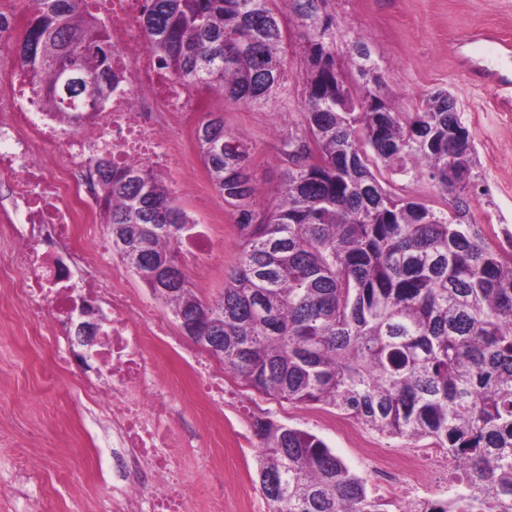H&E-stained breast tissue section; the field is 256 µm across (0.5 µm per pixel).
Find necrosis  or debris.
Instances as JSON below:
<instances>
[{
    "instance_id": "4bbe7bcc",
    "label": "necrosis or debris",
    "mask_w": 512,
    "mask_h": 512,
    "mask_svg": "<svg viewBox=\"0 0 512 512\" xmlns=\"http://www.w3.org/2000/svg\"><path fill=\"white\" fill-rule=\"evenodd\" d=\"M113 47L118 83L111 100L78 120L47 110L24 70L0 85V281H11L24 317L53 337L57 371L77 374L83 394L112 411V457L123 469L112 486V512H189V491L174 449L205 442L211 468L219 442L201 409L224 406V376L174 336L166 319L108 278L111 247L98 231L101 209L92 161L165 173L180 168L183 186L203 193L191 137L207 115L204 94L160 65L141 25L143 0H85ZM107 324L86 358L71 343L80 300ZM173 356L189 390L158 379V355Z\"/></svg>"
}]
</instances>
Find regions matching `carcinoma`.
<instances>
[{
    "label": "carcinoma",
    "mask_w": 512,
    "mask_h": 512,
    "mask_svg": "<svg viewBox=\"0 0 512 512\" xmlns=\"http://www.w3.org/2000/svg\"><path fill=\"white\" fill-rule=\"evenodd\" d=\"M309 46L303 132L276 203L250 209L245 141L214 113L196 140L212 185L238 212L239 251L212 301L164 293L188 216L150 171L99 173L112 253L176 319L220 345L224 369L292 404H326L393 438H430L458 462L455 491L410 512H512V247L464 224L474 138L446 92L393 112L336 80L321 0H286ZM273 0H145L152 50L177 79L261 103L286 77ZM112 44L82 0H35L16 52L42 74L56 112H94L112 94ZM419 174L453 217L398 196L382 170ZM261 495L272 512H387L367 481L318 436L257 418Z\"/></svg>",
    "instance_id": "obj_1"
}]
</instances>
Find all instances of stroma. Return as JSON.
<instances>
[{
	"label": "stroma",
	"instance_id": "obj_1",
	"mask_svg": "<svg viewBox=\"0 0 512 512\" xmlns=\"http://www.w3.org/2000/svg\"><path fill=\"white\" fill-rule=\"evenodd\" d=\"M320 17L330 19V41L336 64L354 95L374 93L395 112L415 111L422 99L445 90L474 136L478 188L470 197L467 222L488 226L498 235L512 233V83L493 84L487 72L512 76V0H325ZM284 32L286 79L259 105L235 102L208 92L211 111L223 114L226 130L244 136L250 145L249 168L260 191L257 210L270 208L272 192L288 163L281 140L301 130L307 56L299 22L290 10L279 15ZM186 212L195 217L223 212L236 221L235 209L214 189L192 196L177 189L175 175H165ZM237 234L228 233L209 259L205 280L191 279L201 297L216 296L235 264ZM10 283L0 284V310L9 314L0 324V434L23 443L40 462V491L32 500L0 488V512H71L75 498H84L90 512H109L112 457L102 447L103 428L94 406L80 397L78 379L57 372L47 342L16 312ZM234 400L224 406L232 424L224 439L223 481L197 469L192 454L179 460L189 487L208 483L224 496V512H271L255 482L257 439L255 417L309 431L367 480L369 492L388 501L389 512H408L413 499L451 494L446 470L426 469L419 480L401 474L390 487L380 486L375 463L362 453L363 443L382 448L395 463L424 454L427 440L410 442L387 437L355 419L323 405L300 406L258 393L225 374Z\"/></svg>",
	"mask_w": 512,
	"mask_h": 512
}]
</instances>
